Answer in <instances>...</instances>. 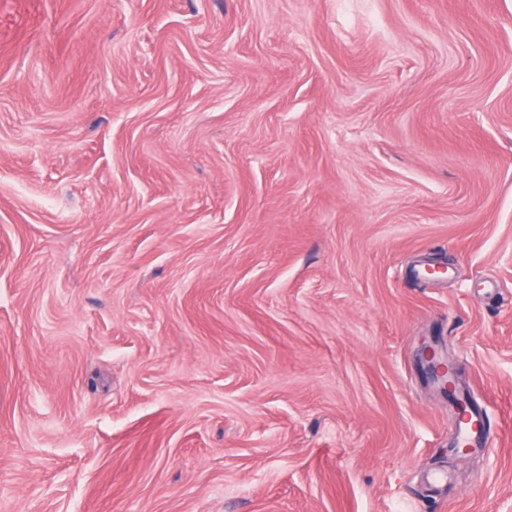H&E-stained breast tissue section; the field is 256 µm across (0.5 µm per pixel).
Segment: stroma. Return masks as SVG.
<instances>
[{
  "label": "stroma",
  "instance_id": "1",
  "mask_svg": "<svg viewBox=\"0 0 512 512\" xmlns=\"http://www.w3.org/2000/svg\"><path fill=\"white\" fill-rule=\"evenodd\" d=\"M0 512H512V0H0ZM441 358L431 345L425 346L421 351V362L432 378L439 384L441 392L448 397V401L456 413L459 412L458 402L453 399L452 394L454 393L453 385L456 387L459 385L458 377L449 365L447 368V364L440 361ZM478 415H467L457 422L456 445L459 448H473L475 451L488 448L492 444L491 426L486 423V415L482 409H477Z\"/></svg>",
  "mask_w": 512,
  "mask_h": 512
}]
</instances>
